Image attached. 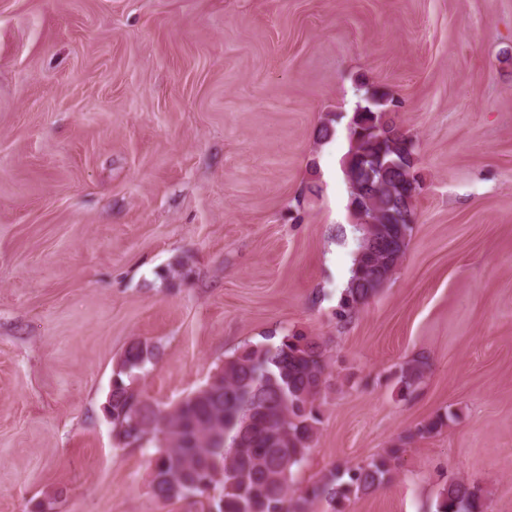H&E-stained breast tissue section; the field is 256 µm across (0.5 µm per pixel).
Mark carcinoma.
I'll list each match as a JSON object with an SVG mask.
<instances>
[{"label":"carcinoma","instance_id":"obj_1","mask_svg":"<svg viewBox=\"0 0 512 512\" xmlns=\"http://www.w3.org/2000/svg\"><path fill=\"white\" fill-rule=\"evenodd\" d=\"M385 94L374 90L357 104L355 123L366 132L349 141L342 164L349 196H366L359 216L381 222L415 215L414 199L402 195V173L394 161L412 137L389 116ZM404 235L388 236L384 279L394 274L414 225ZM372 274L359 256L339 301L344 317L372 298L366 287ZM157 357L156 347L133 340L112 375V404L105 408L118 442L151 444L154 457L150 486L163 502L190 500L200 512H310L324 501L341 512L346 501L386 487L400 460V445L440 432L456 417L438 412L408 430L398 443L366 463L334 464L300 494L294 478L305 462L322 423V395L331 373L323 344L300 332H287L250 342L214 368V373L181 402L162 408L133 389ZM427 357L413 358L395 373L401 396L422 383ZM435 512H485L481 489L463 479L444 483Z\"/></svg>","mask_w":512,"mask_h":512}]
</instances>
